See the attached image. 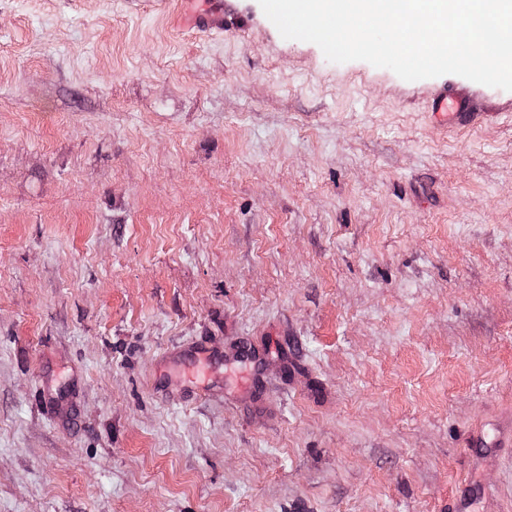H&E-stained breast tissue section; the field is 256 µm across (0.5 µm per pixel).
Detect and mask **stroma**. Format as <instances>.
Returning a JSON list of instances; mask_svg holds the SVG:
<instances>
[{"mask_svg":"<svg viewBox=\"0 0 512 512\" xmlns=\"http://www.w3.org/2000/svg\"><path fill=\"white\" fill-rule=\"evenodd\" d=\"M226 8L0 0V512H512V91ZM177 19L190 29L224 30V1L180 0ZM460 97L448 89L441 91L433 102V117L444 123L469 126L474 123L478 117V112H467V110H460L459 102ZM201 362L213 368L215 365L224 363V356L222 353L215 351H192L190 353H181L178 359V363L192 371L197 370Z\"/></svg>","mask_w":512,"mask_h":512,"instance_id":"stroma-1","label":"stroma"}]
</instances>
